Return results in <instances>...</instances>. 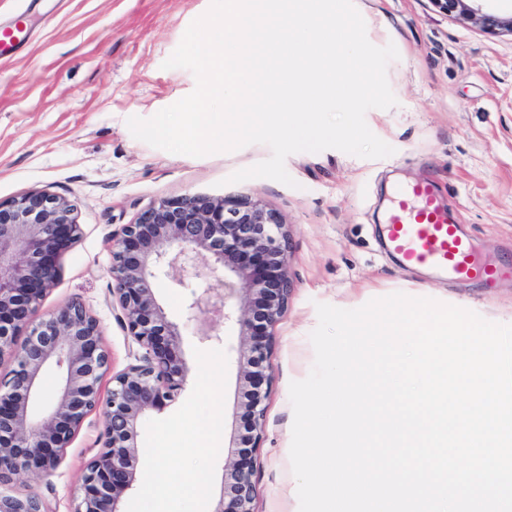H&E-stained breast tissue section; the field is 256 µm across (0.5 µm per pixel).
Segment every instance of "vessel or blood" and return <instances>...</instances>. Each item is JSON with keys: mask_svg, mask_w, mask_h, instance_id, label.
Segmentation results:
<instances>
[{"mask_svg": "<svg viewBox=\"0 0 512 512\" xmlns=\"http://www.w3.org/2000/svg\"><path fill=\"white\" fill-rule=\"evenodd\" d=\"M386 246L410 266H425L457 281L492 278L496 270L476 253L456 215L429 183L400 188L388 214Z\"/></svg>", "mask_w": 512, "mask_h": 512, "instance_id": "vessel-or-blood-1", "label": "vessel or blood"}]
</instances>
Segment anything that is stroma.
Segmentation results:
<instances>
[{
    "instance_id": "obj_1",
    "label": "stroma",
    "mask_w": 512,
    "mask_h": 512,
    "mask_svg": "<svg viewBox=\"0 0 512 512\" xmlns=\"http://www.w3.org/2000/svg\"><path fill=\"white\" fill-rule=\"evenodd\" d=\"M353 2L369 41L394 44L399 53L387 68L396 106L365 116L395 153L379 160L336 149L295 153L285 161L295 181L289 187L264 178L229 183L237 170L270 157L266 145L191 157L152 147L127 127L128 118L152 117L194 90L191 71L163 63L211 0H0V27L20 18L27 26L24 44L0 55V202L44 190L68 199L81 227L59 258L57 284L39 317L82 302L100 323L115 370H123L136 346L112 308L113 233L158 199L188 193L258 198L291 231L294 290L274 330L265 428L253 463L255 512L285 509L292 476L289 385L314 363L309 335L318 323L317 304L354 309L396 292H440L472 301L491 321L512 312V36L482 33L440 12L433 0ZM416 182L436 187L496 268L494 282L457 284L403 265L385 250L394 191ZM155 294L181 324L189 376L174 400L140 419L138 472L176 456L205 474L209 491L172 499L170 512H212L227 449L245 424L238 328L184 321L183 295L167 279L156 281ZM211 329L216 338L202 341ZM210 361L223 366V384L213 393L198 384L201 366ZM214 417L223 429L212 441L204 427ZM103 428L102 411L90 413L57 471L20 474L14 492L39 495L50 512H72Z\"/></svg>"
}]
</instances>
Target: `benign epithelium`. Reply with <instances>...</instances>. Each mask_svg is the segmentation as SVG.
I'll return each instance as SVG.
<instances>
[{
	"instance_id": "7a95c632",
	"label": "benign epithelium",
	"mask_w": 512,
	"mask_h": 512,
	"mask_svg": "<svg viewBox=\"0 0 512 512\" xmlns=\"http://www.w3.org/2000/svg\"><path fill=\"white\" fill-rule=\"evenodd\" d=\"M443 11L495 35L512 34V11L485 10L470 0H432ZM80 225L69 202L45 191L0 202V512H49L37 495L13 494L14 476L51 475L65 449L93 411L103 409L101 447L85 467L73 512H121L133 489L139 461L138 422L186 383L180 325L154 293L163 275L183 288L187 318L235 322L246 343L239 356L245 433L229 449L220 498L213 512H254L253 453L262 439L273 330L288 309L290 230L280 216L248 196L193 193L161 198L112 235V302L117 320L142 350L136 363L112 375L101 400L100 382L110 370L99 321L72 301L39 322L35 314L59 277L58 258ZM218 272L203 289L193 283L198 263ZM61 379L50 416L32 421L30 407L42 393L45 371Z\"/></svg>"
}]
</instances>
